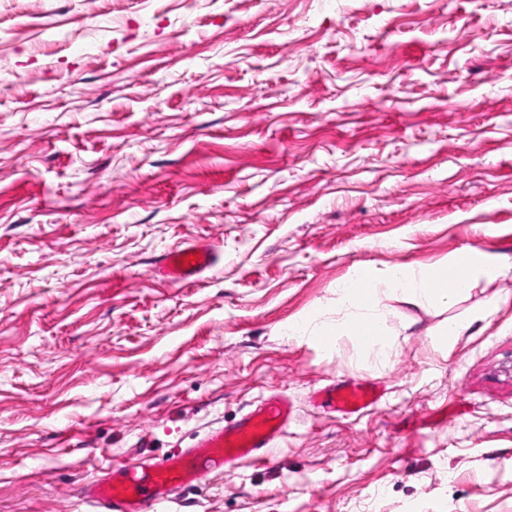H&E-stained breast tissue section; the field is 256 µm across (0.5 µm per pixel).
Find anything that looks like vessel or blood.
I'll return each instance as SVG.
<instances>
[{
    "label": "vessel or blood",
    "instance_id": "b4317fda",
    "mask_svg": "<svg viewBox=\"0 0 512 512\" xmlns=\"http://www.w3.org/2000/svg\"><path fill=\"white\" fill-rule=\"evenodd\" d=\"M215 261L210 245L187 243L167 251L158 271L168 281L193 283ZM384 394L381 383L349 378L318 390L316 397L321 406L351 417L377 406ZM293 415L288 398L269 396L234 425L208 431L179 454L146 466L128 464L105 471L86 487L83 499L95 512H155L174 488L189 484L200 472L219 474L240 460L268 461Z\"/></svg>",
    "mask_w": 512,
    "mask_h": 512
}]
</instances>
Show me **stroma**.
Instances as JSON below:
<instances>
[{
	"mask_svg": "<svg viewBox=\"0 0 512 512\" xmlns=\"http://www.w3.org/2000/svg\"><path fill=\"white\" fill-rule=\"evenodd\" d=\"M185 242L216 263L158 278ZM467 247L496 275L385 299L386 358L288 331ZM511 360L512 0H0V512H85L271 393L272 459L162 512H512ZM356 377L374 409L311 403Z\"/></svg>",
	"mask_w": 512,
	"mask_h": 512,
	"instance_id": "1",
	"label": "stroma"
}]
</instances>
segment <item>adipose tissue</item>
Segmentation results:
<instances>
[{
    "mask_svg": "<svg viewBox=\"0 0 512 512\" xmlns=\"http://www.w3.org/2000/svg\"><path fill=\"white\" fill-rule=\"evenodd\" d=\"M485 269L477 248L469 247L455 252L447 261L410 270L397 266L387 276H379L368 266L361 267L355 276L338 290L341 302L348 308V316L336 326L311 329L301 324L298 334L315 333L337 342L339 337L350 336L368 341L378 353H385L381 324L377 317L379 307L387 295L401 296L404 303L418 306L434 302L452 305L472 287L476 277Z\"/></svg>",
    "mask_w": 512,
    "mask_h": 512,
    "instance_id": "1",
    "label": "adipose tissue"
}]
</instances>
